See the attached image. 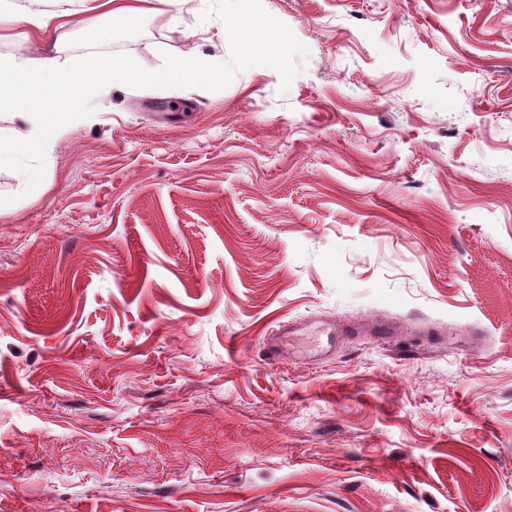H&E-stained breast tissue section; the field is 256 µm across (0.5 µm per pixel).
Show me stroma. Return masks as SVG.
<instances>
[{"instance_id": "1", "label": "stroma", "mask_w": 512, "mask_h": 512, "mask_svg": "<svg viewBox=\"0 0 512 512\" xmlns=\"http://www.w3.org/2000/svg\"><path fill=\"white\" fill-rule=\"evenodd\" d=\"M175 9L0 163V512H512V0Z\"/></svg>"}]
</instances>
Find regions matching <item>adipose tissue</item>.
<instances>
[{"label": "adipose tissue", "instance_id": "obj_1", "mask_svg": "<svg viewBox=\"0 0 512 512\" xmlns=\"http://www.w3.org/2000/svg\"><path fill=\"white\" fill-rule=\"evenodd\" d=\"M80 12H47L19 5L18 0H0V25L23 23L54 43H62L75 27L85 28L93 39H107L95 22L99 16L126 27L142 16L174 14V0H81ZM216 70L203 65L196 51L170 55L162 67L155 68L138 61H126L106 68L92 57L69 66L54 52L36 57L16 56L0 59V99L12 97L30 108V137L43 139L47 127H64L68 110L81 100L98 94L102 88L118 85L205 84L216 79Z\"/></svg>", "mask_w": 512, "mask_h": 512}]
</instances>
